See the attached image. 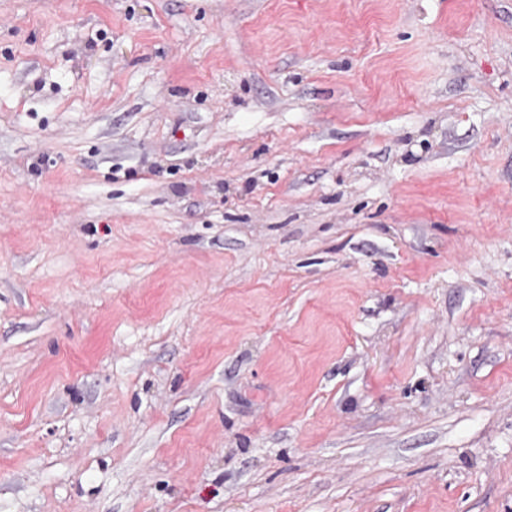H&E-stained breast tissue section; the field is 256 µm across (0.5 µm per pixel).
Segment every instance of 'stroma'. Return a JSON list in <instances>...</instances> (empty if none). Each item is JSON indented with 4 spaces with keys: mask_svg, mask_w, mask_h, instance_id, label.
Masks as SVG:
<instances>
[{
    "mask_svg": "<svg viewBox=\"0 0 512 512\" xmlns=\"http://www.w3.org/2000/svg\"><path fill=\"white\" fill-rule=\"evenodd\" d=\"M0 512H512V0H0Z\"/></svg>",
    "mask_w": 512,
    "mask_h": 512,
    "instance_id": "stroma-1",
    "label": "stroma"
}]
</instances>
